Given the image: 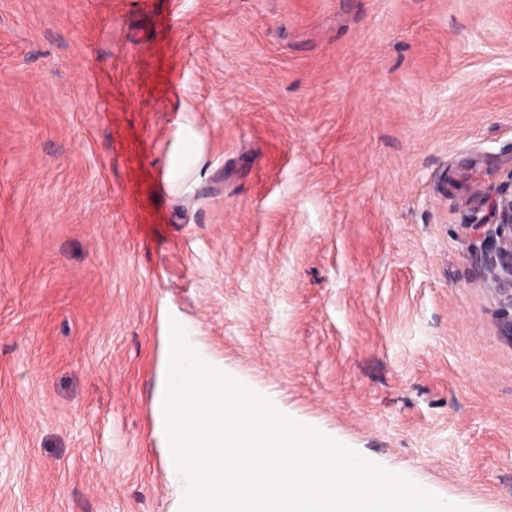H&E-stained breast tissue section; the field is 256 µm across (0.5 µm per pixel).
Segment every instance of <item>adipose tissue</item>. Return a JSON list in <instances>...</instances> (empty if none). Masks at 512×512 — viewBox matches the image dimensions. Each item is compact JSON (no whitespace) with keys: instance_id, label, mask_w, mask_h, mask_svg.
Segmentation results:
<instances>
[{"instance_id":"1","label":"adipose tissue","mask_w":512,"mask_h":512,"mask_svg":"<svg viewBox=\"0 0 512 512\" xmlns=\"http://www.w3.org/2000/svg\"><path fill=\"white\" fill-rule=\"evenodd\" d=\"M206 158V135L193 108H183L181 120L165 162L164 180L170 194L182 196L199 180Z\"/></svg>"}]
</instances>
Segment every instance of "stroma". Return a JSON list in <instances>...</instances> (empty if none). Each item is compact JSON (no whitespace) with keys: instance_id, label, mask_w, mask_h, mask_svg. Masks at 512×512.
<instances>
[{"instance_id":"obj_1","label":"stroma","mask_w":512,"mask_h":512,"mask_svg":"<svg viewBox=\"0 0 512 512\" xmlns=\"http://www.w3.org/2000/svg\"><path fill=\"white\" fill-rule=\"evenodd\" d=\"M511 171L512 0H0V512H179L173 318L285 414L512 512L468 231ZM165 162L164 180L170 194L190 193L199 180L206 158V135L195 119V110L184 107Z\"/></svg>"}]
</instances>
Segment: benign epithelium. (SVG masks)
<instances>
[{"mask_svg":"<svg viewBox=\"0 0 512 512\" xmlns=\"http://www.w3.org/2000/svg\"><path fill=\"white\" fill-rule=\"evenodd\" d=\"M487 206V219L471 225L483 247L474 254L505 307L512 310V171L499 185L476 190Z\"/></svg>","mask_w":512,"mask_h":512,"instance_id":"obj_1","label":"benign epithelium"}]
</instances>
